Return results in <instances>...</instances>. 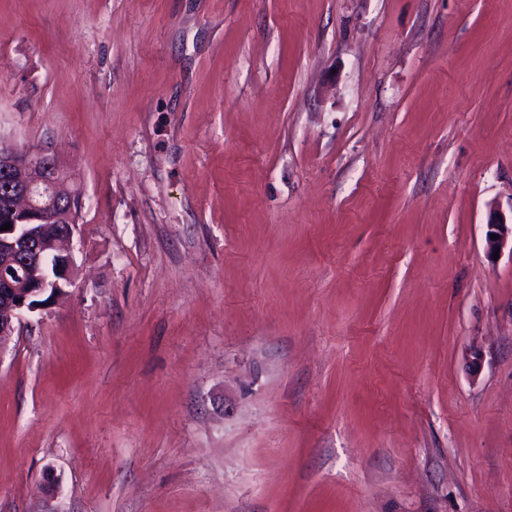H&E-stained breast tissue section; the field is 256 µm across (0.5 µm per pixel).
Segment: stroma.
<instances>
[{
	"instance_id": "1",
	"label": "stroma",
	"mask_w": 512,
	"mask_h": 512,
	"mask_svg": "<svg viewBox=\"0 0 512 512\" xmlns=\"http://www.w3.org/2000/svg\"><path fill=\"white\" fill-rule=\"evenodd\" d=\"M0 135L84 193L0 512H512V0H0ZM486 227L485 244L487 255L493 258L496 247H499V256L507 248H509V252L512 255V214L510 222H508L502 213L490 208ZM491 234L499 235L498 240H493Z\"/></svg>"
}]
</instances>
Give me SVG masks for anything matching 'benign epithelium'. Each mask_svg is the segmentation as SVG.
I'll list each match as a JSON object with an SVG mask.
<instances>
[{
  "mask_svg": "<svg viewBox=\"0 0 512 512\" xmlns=\"http://www.w3.org/2000/svg\"><path fill=\"white\" fill-rule=\"evenodd\" d=\"M1 175L6 188L0 206L12 228L0 231V267L17 265L25 278L18 286L0 281V353L10 342L14 323L43 307L31 300H53L71 284L76 266L73 240L80 229L73 202L83 197L76 177L47 143L20 147L1 136ZM47 214L53 215L52 223H41ZM486 227L487 255L506 249L512 253V221L492 209ZM493 234L498 239H492Z\"/></svg>",
  "mask_w": 512,
  "mask_h": 512,
  "instance_id": "7a95c632",
  "label": "benign epithelium"
}]
</instances>
